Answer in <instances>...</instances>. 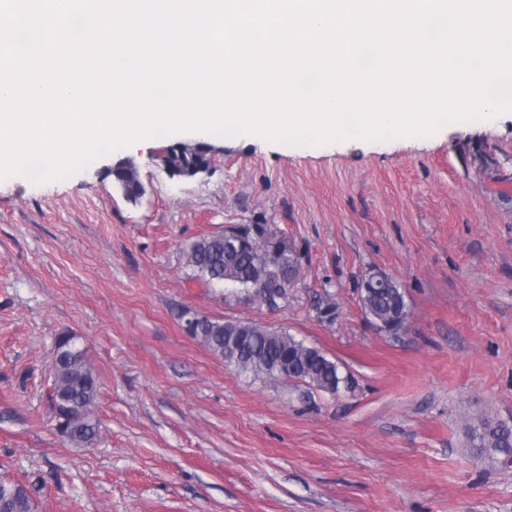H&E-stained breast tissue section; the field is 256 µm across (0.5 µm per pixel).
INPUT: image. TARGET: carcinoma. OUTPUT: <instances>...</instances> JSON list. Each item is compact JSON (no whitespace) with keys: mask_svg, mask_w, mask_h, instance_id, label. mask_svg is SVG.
Segmentation results:
<instances>
[{"mask_svg":"<svg viewBox=\"0 0 512 512\" xmlns=\"http://www.w3.org/2000/svg\"><path fill=\"white\" fill-rule=\"evenodd\" d=\"M162 163L174 175L192 177L210 166V146L205 142L172 146ZM110 175L126 200L135 202L144 195V186L132 163L114 166ZM282 263L300 271L299 254L292 244L275 235L266 236L261 226L254 236L248 230L235 229L201 237L188 247L187 266L193 277L207 284L258 286L271 300L286 294L280 277ZM360 302L365 314L377 321L381 329L393 335L404 330L408 318L405 290L396 280L387 276L380 285L373 281L361 283ZM190 335L237 369L272 381L296 380L330 394L349 386V378L341 375L335 361L286 331L252 322L205 317ZM98 393L97 376L85 350L77 345L75 336L68 333L59 336L54 349L49 399L73 413L66 440L76 448L90 447L98 436L100 422L94 415ZM466 434L477 458L512 464L511 424L481 414L471 419ZM1 485L12 487V492L0 497V512H37V505L24 484L0 479Z\"/></svg>","mask_w":512,"mask_h":512,"instance_id":"carcinoma-1","label":"carcinoma"}]
</instances>
